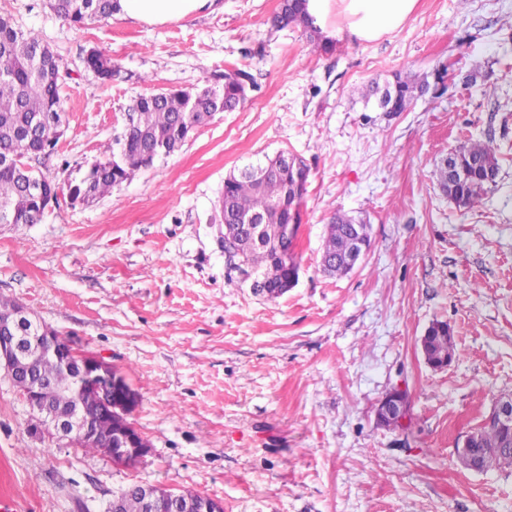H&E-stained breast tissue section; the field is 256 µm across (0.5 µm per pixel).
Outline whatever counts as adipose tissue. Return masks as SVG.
Masks as SVG:
<instances>
[{
    "label": "adipose tissue",
    "instance_id": "ef3b65f1",
    "mask_svg": "<svg viewBox=\"0 0 512 512\" xmlns=\"http://www.w3.org/2000/svg\"><path fill=\"white\" fill-rule=\"evenodd\" d=\"M418 0H308V10L328 36L350 34L374 41L401 26ZM215 0H118L126 17L146 24L192 18Z\"/></svg>",
    "mask_w": 512,
    "mask_h": 512
}]
</instances>
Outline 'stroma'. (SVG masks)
<instances>
[{
  "label": "stroma",
  "instance_id": "stroma-1",
  "mask_svg": "<svg viewBox=\"0 0 512 512\" xmlns=\"http://www.w3.org/2000/svg\"><path fill=\"white\" fill-rule=\"evenodd\" d=\"M280 2L78 25L43 0H0L68 72L65 133L32 161L58 199L38 223L0 224V294L125 375L150 446L125 467L33 433L0 370V498L16 512H106L131 484L195 490L224 512H512V472L468 471L455 453L512 395V0H418L397 30L344 35L329 53L301 30L272 29ZM91 48L120 80L85 68ZM232 68L257 84L244 107L111 194L71 202L70 186L119 150L135 99L216 84ZM410 71L430 90L408 111H378L355 92ZM469 137L492 141L500 173L484 205L463 210L432 171ZM280 151L303 157L310 176L298 282L268 300L227 266L212 219L225 177ZM338 212L363 218L371 245L330 278L319 263ZM435 320L459 350L442 370L420 346ZM396 389L408 414L388 429L375 408Z\"/></svg>",
  "mask_w": 512,
  "mask_h": 512
}]
</instances>
